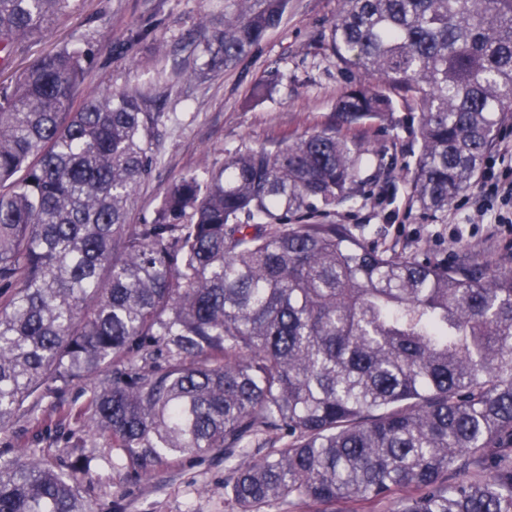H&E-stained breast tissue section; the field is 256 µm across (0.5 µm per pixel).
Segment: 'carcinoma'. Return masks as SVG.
I'll list each match as a JSON object with an SVG mask.
<instances>
[{
    "mask_svg": "<svg viewBox=\"0 0 512 512\" xmlns=\"http://www.w3.org/2000/svg\"><path fill=\"white\" fill-rule=\"evenodd\" d=\"M341 2L336 61L380 83L346 87L337 117L409 101V199L448 212L512 119V0ZM236 3L196 76L241 63L289 0ZM65 4L0 0V64ZM85 77L63 47L0 82V432L94 378L82 432L136 477L224 452L233 512H512V270L327 221L361 159L333 128L187 173L132 224L161 114L138 91L83 97ZM88 470L0 456V512H92Z\"/></svg>",
    "mask_w": 512,
    "mask_h": 512,
    "instance_id": "carcinoma-1",
    "label": "carcinoma"
}]
</instances>
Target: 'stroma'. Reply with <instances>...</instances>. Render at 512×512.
I'll list each match as a JSON object with an SVG mask.
<instances>
[{
	"mask_svg": "<svg viewBox=\"0 0 512 512\" xmlns=\"http://www.w3.org/2000/svg\"><path fill=\"white\" fill-rule=\"evenodd\" d=\"M340 7V0H290L280 25L243 62L199 81L188 73L203 61L210 32L202 22L231 13L233 0H68L42 32L17 44L9 65L0 67V81L67 46L86 57L84 95L104 88L147 95L161 122L156 164L132 200L134 223L151 220L163 189L185 173L221 166L245 148L274 150L335 125L362 150L363 163L357 192L337 205L331 221L360 225L374 243L402 249L424 239L435 255L452 262L467 252L490 269L512 268V235L497 222L512 217V205L480 186L434 219L410 205L411 171L399 166L391 203L377 205L371 189L380 163L410 156L418 144L409 124L411 107L399 97L389 118L337 125V97L349 84L368 80L355 70L342 72L331 51ZM260 81L269 82L271 92L252 99L251 88ZM58 408L56 396L45 394L32 414L0 432V454L39 448L50 458L62 452L88 458L90 471L79 487L94 512H228L223 453L171 460L152 479L141 480L113 467L116 451L106 437H72L58 428Z\"/></svg>",
	"mask_w": 512,
	"mask_h": 512,
	"instance_id": "35a3bbf8",
	"label": "stroma"
}]
</instances>
